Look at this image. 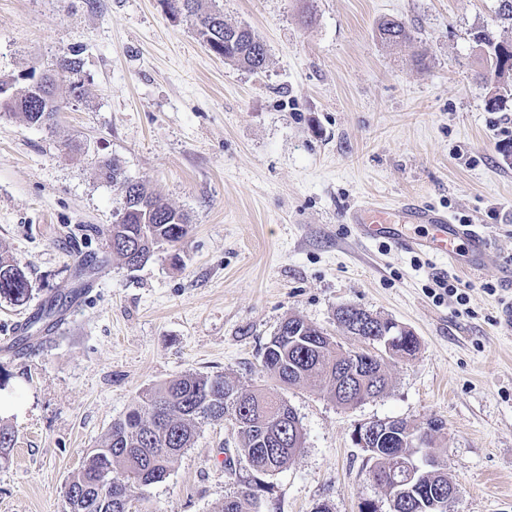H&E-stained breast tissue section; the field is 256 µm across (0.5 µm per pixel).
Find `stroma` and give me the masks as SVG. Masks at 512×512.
<instances>
[{
  "instance_id": "1",
  "label": "stroma",
  "mask_w": 512,
  "mask_h": 512,
  "mask_svg": "<svg viewBox=\"0 0 512 512\" xmlns=\"http://www.w3.org/2000/svg\"><path fill=\"white\" fill-rule=\"evenodd\" d=\"M225 22L267 49L255 72L205 47L195 17L159 0H0V77L52 68V126L0 110V251L25 271L26 305L0 299V424L17 441L0 464V512H64V488L144 389L186 373L275 388L263 347L297 316L344 348L355 306L410 329L415 355L379 345L386 392L336 405L314 383L277 388L304 444L246 512H377L357 427L440 422L435 450L457 486L448 512H512V98L488 111L474 43L512 39L496 0H216ZM411 40L381 41L383 18ZM82 85L77 98L72 85ZM161 194L190 229L179 261L157 249L128 268L106 255L123 208L101 161ZM415 201L474 224L491 242L477 272L362 238L349 210ZM459 284L458 304L439 279ZM52 317L34 322L49 303ZM230 422L199 424L164 482L136 488L130 512H219L252 478L228 469Z\"/></svg>"
}]
</instances>
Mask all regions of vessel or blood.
I'll return each instance as SVG.
<instances>
[{
  "instance_id": "obj_1",
  "label": "vessel or blood",
  "mask_w": 512,
  "mask_h": 512,
  "mask_svg": "<svg viewBox=\"0 0 512 512\" xmlns=\"http://www.w3.org/2000/svg\"><path fill=\"white\" fill-rule=\"evenodd\" d=\"M349 218L358 224L365 238L393 236L406 249H423L444 258L449 265L461 266L471 271L481 270L490 254V240L486 233L472 224H459L448 213L416 203L397 207L361 205L354 208ZM409 224L430 225L433 233L416 238L405 231ZM466 243V250H459V243Z\"/></svg>"
}]
</instances>
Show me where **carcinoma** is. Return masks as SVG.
Wrapping results in <instances>:
<instances>
[{
  "label": "carcinoma",
  "mask_w": 512,
  "mask_h": 512,
  "mask_svg": "<svg viewBox=\"0 0 512 512\" xmlns=\"http://www.w3.org/2000/svg\"><path fill=\"white\" fill-rule=\"evenodd\" d=\"M171 15L194 14L199 21L203 43L216 55L251 70L266 65L264 45L245 26L224 22V14L203 0H160ZM379 37L389 43L409 40L404 23L395 19L379 22ZM475 41L488 53L489 75L482 77L493 86L486 105L496 112L504 97L500 85L512 78V41L495 40L485 33ZM35 72L9 80L11 101L0 109L17 112L32 125L49 123L60 106L54 97V85L33 81ZM101 177L120 187L124 208L116 224L108 231L110 251L126 264L137 266L158 245L175 247L188 234L184 215L177 212L160 195L144 184L126 183L117 165L106 162ZM31 283L20 265L0 254V298L22 306L31 297ZM381 317L359 316L347 307L336 310V322L350 335ZM262 368L282 385L290 387L315 381L328 398L343 407L364 401L360 390L380 396L388 387L382 362L364 351H343L330 341L323 329L298 317L284 320L266 343ZM355 376L356 386L345 391L339 384V372ZM232 423L239 440V459L251 462L254 476L240 496L227 499L220 512H244L243 503L269 493L272 486L264 477L286 468L303 445L302 430L295 426L296 414L282 398L263 392H247L222 375L184 374L158 384L138 397L125 415L112 422L102 444L86 453L80 470L72 474L65 486L64 512H121V501L132 496L140 486L164 481L172 465L192 447L197 424L202 421ZM409 425L398 420L378 433L374 447L367 449L375 461L370 471L376 485L392 494V479L402 478L399 461L421 453L432 456L431 463L416 477L413 496L396 504L392 512H448L447 461L434 455L435 435L428 447L412 448ZM13 429L0 425V462L8 461L14 448Z\"/></svg>",
  "instance_id": "cac0c4a2"
}]
</instances>
